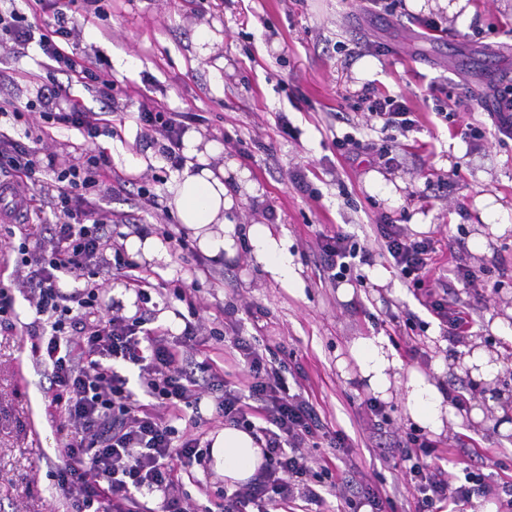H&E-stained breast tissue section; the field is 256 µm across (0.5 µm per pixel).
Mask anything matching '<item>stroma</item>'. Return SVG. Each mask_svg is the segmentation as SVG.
I'll return each instance as SVG.
<instances>
[{
    "label": "stroma",
    "mask_w": 512,
    "mask_h": 512,
    "mask_svg": "<svg viewBox=\"0 0 512 512\" xmlns=\"http://www.w3.org/2000/svg\"><path fill=\"white\" fill-rule=\"evenodd\" d=\"M468 2L474 18L461 28L437 0H423L418 9L402 0L391 15L380 14L370 0H42L34 9L27 0H0L2 10L35 13L41 33L56 12H64L75 24L65 51L113 82L104 97L76 75L51 73L38 40L0 45V98H9L23 114L19 121L0 115V132L21 142L29 126L41 125L44 151L59 167L108 151L113 177L147 186L155 196L151 206L124 190L82 203L87 210L111 211L114 220V246L104 251L105 263L95 278L102 312L118 307L115 288L129 289L135 274L153 284L151 325L169 340L180 337L181 323L192 320L201 337L220 331V347L227 354L237 334L280 342L279 358L288 371L302 372V386L329 424V434L318 437L309 451L314 464L329 465L339 476L337 434L354 445L359 471L350 483L336 484L326 498L327 512H335L365 484L387 490L396 512H415L406 462L372 447L363 422L368 394L337 369V359L354 339L393 336L395 322L409 317L426 322L428 331L415 342L417 354H409L404 342L396 344L406 366L433 375L442 385L458 383L467 401L477 394L469 377L449 363L457 346L435 344L431 331L438 320L400 277L378 288L365 265L356 264L348 278L351 300L338 298L336 284L319 276L320 234L342 227L369 250L371 263L381 265L385 259L376 226L389 215L401 218L405 233L426 224L430 236L441 240L434 277L453 280L459 263L487 270L478 291L457 290L473 307L474 323L463 341L479 339L496 348L503 364L498 386L512 393V342L493 335L487 325L504 306L512 307V234L489 243L484 253L472 244L480 222L477 196L494 195L512 222V140L500 139L486 111L493 87L512 81V0ZM427 17L440 19L442 31L426 30L421 21ZM202 30L209 38L201 43L196 35ZM366 57L379 64L369 77L357 69ZM52 81L70 88L69 96L54 100L53 111L77 105L121 117V124L113 134L89 142L75 129L42 121L40 102ZM368 84L381 94L404 96L417 116V129L399 138L389 165L347 161L333 145L346 133L388 144L389 132L368 120L358 105ZM465 95L472 99L470 109L455 110L454 98ZM144 104L180 113L188 131L220 142L224 150L212 158V166L233 160L247 172L259 194L242 193L226 217L242 227L284 229L302 268L301 290L270 279L244 246L234 258L216 262L195 242L183 248L171 242L167 265L143 260L131 273L111 269L114 247L125 242V213H136L156 236L166 229L179 236L185 232L170 204L176 169L161 152L163 135L138 119ZM466 123L478 127L482 138L479 147L457 157L454 129ZM372 171L399 184L400 202L381 190H367L365 178ZM300 174L312 192L299 187ZM16 257L0 245V281L13 298L18 321L16 328H0V512H70L53 473L71 426L64 412L45 410L49 378L22 334V324L36 314L23 276L15 271ZM179 278L194 284V306L174 297ZM170 315L179 319V327L167 323ZM440 439L447 459L476 450L488 458L483 472L489 480L512 477V433L467 421L448 427ZM202 483L218 488L224 476L208 463L193 466L180 496L189 498L196 512H218L214 500L200 493Z\"/></svg>",
    "instance_id": "35a3bbf8"
}]
</instances>
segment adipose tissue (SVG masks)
I'll return each mask as SVG.
<instances>
[{"label": "adipose tissue", "mask_w": 512, "mask_h": 512, "mask_svg": "<svg viewBox=\"0 0 512 512\" xmlns=\"http://www.w3.org/2000/svg\"><path fill=\"white\" fill-rule=\"evenodd\" d=\"M222 146L191 133L184 137L181 153L184 157L169 192L176 218L188 230L198 249L208 258L222 260L233 257L240 241H247L253 261L276 282L286 287L302 283V269L296 264L286 234H280L268 224H253L240 229L229 222L226 211L232 210L241 191H254V184L245 183L244 172L237 164L211 167L210 159L221 153ZM355 363L357 376L365 390L383 401L400 396L404 399L405 416L421 429L434 435L444 433L447 426L464 420L489 423L499 433H512V414L496 409L493 420H486L479 406L462 412L448 406L435 379L416 369H407L384 335L357 337L348 355L339 359V369ZM457 365L468 369L475 382L492 381L502 365L497 353L480 342L463 347L455 358ZM210 454L223 473L228 486L248 483L263 461L262 448L248 431L228 426L210 437Z\"/></svg>", "instance_id": "obj_1"}]
</instances>
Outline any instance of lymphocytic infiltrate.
Instances as JSON below:
<instances>
[{
    "instance_id": "f902f5d3",
    "label": "lymphocytic infiltrate",
    "mask_w": 512,
    "mask_h": 512,
    "mask_svg": "<svg viewBox=\"0 0 512 512\" xmlns=\"http://www.w3.org/2000/svg\"><path fill=\"white\" fill-rule=\"evenodd\" d=\"M69 34L65 19L57 18L50 33L40 37L43 54L60 70L81 72L84 79L99 83L101 93H108L111 80L80 67L61 49ZM360 100L369 119L381 120L383 130L403 136L415 130L417 120L403 96L381 95L368 86ZM139 120L163 132L164 154L178 160L185 128L177 113L145 107ZM3 168L11 171L24 199L22 213L30 221L42 211L31 192L41 183L40 171L56 174L50 205L57 221L47 227L51 246L21 241L16 267L26 272L24 283L36 312L27 326L31 349L50 369L48 408L64 411L75 432L55 471L58 489L73 512H193L178 494L179 468L205 462L210 451L196 437L174 444V424L186 419L192 427L203 425L198 408L207 391L218 394L214 418L265 442L263 462L249 485L219 491L221 512H310L323 506V496L309 481L313 468L307 450L328 422L305 389L290 385L271 345L238 336L233 361L221 356L199 360L186 352L197 342L196 324L186 323L179 340L171 343L146 328L144 318L102 314L94 287L63 291L64 277L96 276L102 250L112 237L108 215L80 207L112 180L105 155L93 154L82 164L58 170L50 163L39 166L31 148L1 136ZM376 231L384 257L446 327L447 341L458 342L472 317L457 293L429 285L437 240L407 235L391 216L383 217ZM318 249L320 271L334 281L344 278L351 259L365 252L353 235L341 230L321 235ZM123 365L137 368L143 399H135L120 374ZM388 449L410 464L417 512H434L439 504L447 512H469L477 497L505 498L512 510V480L488 482L476 464L466 466L462 480L442 466H430V459L440 456L436 441L411 431L395 437ZM146 493L159 494L157 507L142 502Z\"/></svg>"
}]
</instances>
